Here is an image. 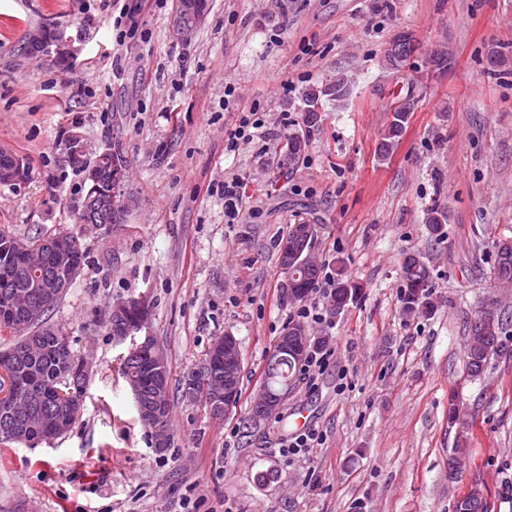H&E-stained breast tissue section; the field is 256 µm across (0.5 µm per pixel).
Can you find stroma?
Masks as SVG:
<instances>
[{
    "label": "stroma",
    "mask_w": 512,
    "mask_h": 512,
    "mask_svg": "<svg viewBox=\"0 0 512 512\" xmlns=\"http://www.w3.org/2000/svg\"><path fill=\"white\" fill-rule=\"evenodd\" d=\"M138 30L117 45L112 0H0V148L23 156L31 178L0 185V225L17 236H77L84 261L45 316L91 364L84 410L70 431L28 447L0 444V512H451L479 488L491 512H512V358L482 377L463 360L467 323L496 305L512 337V287H496L493 244L512 238V0H208L204 20L176 35L179 0H127ZM52 25L72 58L20 52L26 33ZM415 52L386 61L399 33ZM444 52V68L430 58ZM343 81L347 94L331 89ZM232 96H225V88ZM320 91L305 132V95ZM410 102L397 146H378L395 106ZM257 108L268 153L225 151L224 130ZM77 135L90 152L126 161L131 201L119 224H80L83 176L66 160ZM247 181L250 214L224 217V180ZM447 214L434 239L425 213ZM314 225L328 278L337 260L362 299L332 313L313 292L312 336L336 364L307 386L293 378L279 413L247 418L268 355L299 305L284 294L277 245L290 225ZM428 265L436 312L406 318V253ZM143 295L146 334L170 370V441L154 444L122 377L129 341L114 338L113 302ZM242 356L235 408L212 418L182 381L215 340ZM469 424V463L448 477L456 428ZM325 442L285 457L297 413ZM271 471L262 483L258 475Z\"/></svg>",
    "instance_id": "obj_1"
}]
</instances>
